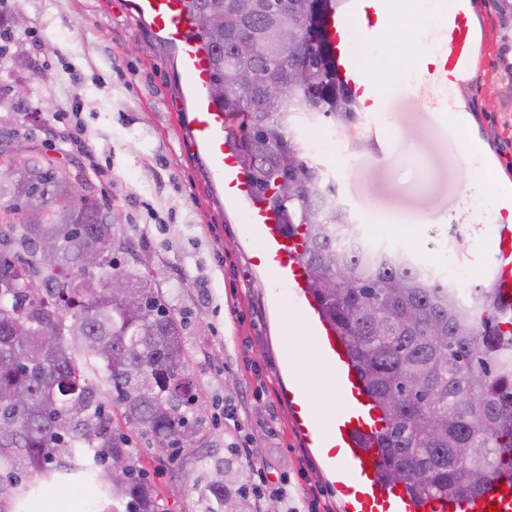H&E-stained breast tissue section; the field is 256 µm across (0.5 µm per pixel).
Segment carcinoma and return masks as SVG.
Segmentation results:
<instances>
[{
	"instance_id": "1",
	"label": "carcinoma",
	"mask_w": 512,
	"mask_h": 512,
	"mask_svg": "<svg viewBox=\"0 0 512 512\" xmlns=\"http://www.w3.org/2000/svg\"><path fill=\"white\" fill-rule=\"evenodd\" d=\"M188 0L200 35L210 48V93L224 111L243 113L241 163L283 223L305 229L309 287L348 342L353 362L387 419L379 440L383 475L414 495L469 497L487 488L512 464V319L498 303L492 282L474 285L467 297L404 252L352 248L350 212L335 182L311 158L294 129L321 117L341 128L357 107L336 81L321 39L314 0ZM209 22L200 23L203 13ZM292 27L294 43H281ZM308 70V83L288 82L293 67ZM242 70L255 79L236 81ZM298 159L281 171L283 149ZM40 167L31 178L22 160L0 143V277L43 273V287L22 282L0 296V512L16 507L32 479L80 477L116 506L112 512H164L153 486L138 468L123 428L162 440L175 449L190 437L200 403L188 372L183 324L171 312L137 261L116 253L114 224H103L97 185L80 165L60 172L34 148ZM87 191L72 201L73 185ZM107 250L109 272L141 285L127 301L80 278L83 247ZM403 284L393 295L386 284ZM124 424L114 422L102 388ZM472 449L461 459L457 449ZM123 467L126 483L112 482ZM209 493L211 512H236L222 477Z\"/></svg>"
}]
</instances>
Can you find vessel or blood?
<instances>
[{
    "instance_id": "obj_1",
    "label": "vessel or blood",
    "mask_w": 512,
    "mask_h": 512,
    "mask_svg": "<svg viewBox=\"0 0 512 512\" xmlns=\"http://www.w3.org/2000/svg\"><path fill=\"white\" fill-rule=\"evenodd\" d=\"M390 2L325 0L323 4L321 39L333 59L335 77L364 112L386 111L389 98L369 80L353 47L354 31L359 28L371 36L383 29ZM131 5L152 30L177 49L194 113L191 139L205 155L224 197L243 207L246 237L254 244L251 265L266 274L275 297L287 299L301 315L303 338L285 343L284 370L293 369L299 355H308L319 377L336 389L341 408L332 417L313 409L296 379L288 381L286 400L293 427L305 445L315 450L332 484L343 493L345 512H487L492 505L499 512H512V469L508 467L488 491L466 500L431 497L418 501L405 486L383 479L382 450L376 436L384 430L385 418L353 368L345 339L307 286L301 232L282 224L278 212L256 196L236 149L229 143L235 132L233 116L209 94L210 49L197 31L186 0H131ZM472 46L468 0H448L440 21L430 30V58L418 63L422 80L414 88L415 93L429 95L439 116L454 110L450 94L471 62ZM493 219L497 230L490 277L499 303L512 310V195L502 198Z\"/></svg>"
}]
</instances>
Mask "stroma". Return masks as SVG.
I'll return each instance as SVG.
<instances>
[{
    "label": "stroma",
    "instance_id": "stroma-1",
    "mask_svg": "<svg viewBox=\"0 0 512 512\" xmlns=\"http://www.w3.org/2000/svg\"><path fill=\"white\" fill-rule=\"evenodd\" d=\"M473 63L458 85V115L479 154L460 158L422 98L390 97L383 114L357 113L342 130L303 127L302 141L324 133L318 159L350 206L356 231L376 246L401 247L432 266L456 257L471 283L493 261L486 215L512 191V0H470ZM22 23L0 72L26 84L0 114V134H32L63 169L98 171L99 200L157 277L176 318L197 384L203 422L177 458L145 438L130 445L166 512H210L215 470L236 492L238 512H342L320 459L294 431L282 394V336L296 310L275 307L266 276L249 263L253 248L240 208L226 201L189 138L186 81L173 48L128 0H0ZM386 142L384 153L375 145ZM348 156L337 164V153ZM495 176L487 194L462 196L467 181ZM415 239L405 238V231ZM235 409V420L222 413ZM94 512L112 503L90 485L39 489L22 512H77L75 493Z\"/></svg>",
    "mask_w": 512,
    "mask_h": 512
}]
</instances>
